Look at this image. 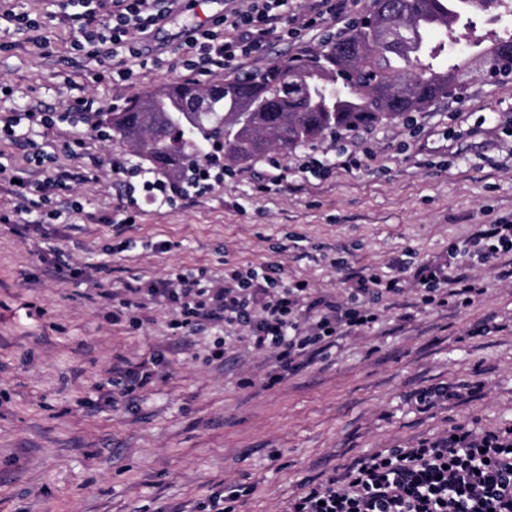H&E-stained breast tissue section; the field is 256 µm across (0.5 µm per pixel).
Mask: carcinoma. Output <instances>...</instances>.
Here are the masks:
<instances>
[{
  "mask_svg": "<svg viewBox=\"0 0 512 512\" xmlns=\"http://www.w3.org/2000/svg\"><path fill=\"white\" fill-rule=\"evenodd\" d=\"M486 9V0H374L370 23L301 56L275 61L206 87L166 85L114 112L112 138L146 157L155 172L184 180L205 145L219 144L225 159L248 161L278 147L295 149L326 134L380 124L466 88L463 78L500 57L512 38L476 40L474 52L447 64L446 43L429 31L453 32ZM247 101L261 108L241 112Z\"/></svg>",
  "mask_w": 512,
  "mask_h": 512,
  "instance_id": "obj_1",
  "label": "carcinoma"
}]
</instances>
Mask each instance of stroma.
I'll use <instances>...</instances> for the list:
<instances>
[{
	"label": "stroma",
	"instance_id": "obj_1",
	"mask_svg": "<svg viewBox=\"0 0 512 512\" xmlns=\"http://www.w3.org/2000/svg\"><path fill=\"white\" fill-rule=\"evenodd\" d=\"M310 0H289L267 54L214 77L170 69L187 27L207 25L230 0H192L148 39L163 63L112 78V63L71 48L79 0H18L41 23L44 46L0 31V114L62 112L91 95L104 111L171 82L258 71L306 54L366 17L306 28ZM97 119L34 127L18 141L0 134V206L17 200L9 180L75 175L32 213L0 223V512H208L212 493L241 489L237 512H284L305 483H320L356 457L410 448L459 423L479 432L512 425V280L507 254L466 267L485 292L466 307L423 302L414 287L376 303L378 321L337 340L322 358L266 386L267 354L241 342L236 325L172 329L173 307L117 313L104 290L225 269L268 266L312 295L344 298L358 274L392 277L450 261L488 224H512V80L468 85L460 95L395 120L235 165L223 182L162 210L145 204L124 228L103 223L122 204L113 159L150 169L100 138ZM349 145L359 165L341 167ZM319 174L299 172L305 161ZM286 168L280 189L258 188L270 162ZM72 276L43 274L49 251ZM230 341L223 360H211ZM160 364L133 394L116 369L141 358ZM445 383L461 399L435 404L417 391Z\"/></svg>",
	"mask_w": 512,
	"mask_h": 512
}]
</instances>
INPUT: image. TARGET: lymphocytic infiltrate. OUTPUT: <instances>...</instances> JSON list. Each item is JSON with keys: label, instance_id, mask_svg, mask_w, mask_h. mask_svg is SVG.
Returning a JSON list of instances; mask_svg holds the SVG:
<instances>
[{"label": "lymphocytic infiltrate", "instance_id": "lymphocytic-infiltrate-1", "mask_svg": "<svg viewBox=\"0 0 512 512\" xmlns=\"http://www.w3.org/2000/svg\"><path fill=\"white\" fill-rule=\"evenodd\" d=\"M76 15L74 50L101 60L111 59L119 76L130 73L129 62L148 67L150 59L138 46L137 35L164 21L177 0H84ZM288 0H241L238 8L216 18L212 28L194 31L183 55L172 68L196 74L254 59L266 49ZM140 184H128L124 207L148 202L156 208L174 197L192 196L191 188L141 172ZM413 280L425 292L437 294L438 305L449 298L470 304L482 289L477 279L444 267L420 266ZM397 277L361 275L344 301L312 297L305 283L280 286L277 278L254 267L226 271L222 285L203 275L180 274L135 288L120 299L122 309H144L146 302L172 304L176 327L204 323H236L249 347L276 354L277 382L282 370L298 360L332 347L346 336L378 320L371 299L403 293ZM286 512H512V426L476 433L468 425L413 448H392L359 457L324 482L305 486L289 499Z\"/></svg>", "mask_w": 512, "mask_h": 512}]
</instances>
